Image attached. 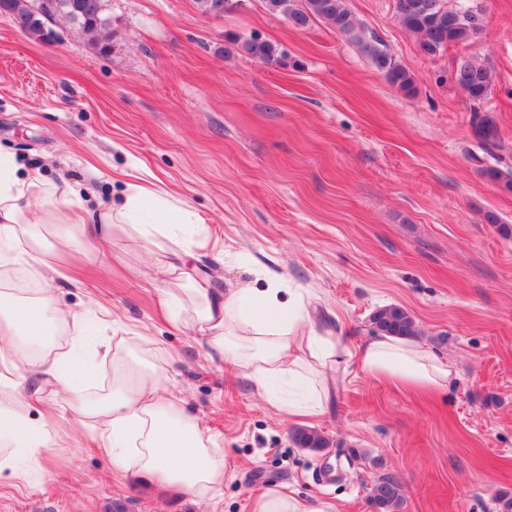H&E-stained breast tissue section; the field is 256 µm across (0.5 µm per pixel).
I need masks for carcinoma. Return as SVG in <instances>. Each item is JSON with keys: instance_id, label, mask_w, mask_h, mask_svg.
<instances>
[{"instance_id": "1", "label": "carcinoma", "mask_w": 512, "mask_h": 512, "mask_svg": "<svg viewBox=\"0 0 512 512\" xmlns=\"http://www.w3.org/2000/svg\"><path fill=\"white\" fill-rule=\"evenodd\" d=\"M63 8L57 14L31 17L28 0H0V14L9 17L22 33L42 39L41 26L64 18L92 37L100 47L112 43V21L101 0H59ZM265 9L288 19L296 29H305L314 21L332 25L337 32L352 40L385 79L406 95L415 93L413 74L380 47L377 39L366 35L345 4V0H262ZM202 14L220 17L233 6V0H195ZM401 26L414 34L426 56H438L451 46L465 45L481 37L485 29L484 10L476 0H397ZM249 57L268 66L285 65V54L273 43L256 36L235 40ZM451 78L466 95L473 112L472 128L475 137L485 146H500L498 123L490 111L481 105L488 99L494 83V71L484 62L462 56L452 68ZM482 174L501 190L512 193V169L504 172L491 166ZM372 330L401 338L418 336L412 314L404 307L390 305L378 309L370 318ZM301 448L321 450L330 446L329 438L314 429L298 428L292 434ZM401 501L400 483L391 476L376 480L369 491V503L375 512H394Z\"/></svg>"}]
</instances>
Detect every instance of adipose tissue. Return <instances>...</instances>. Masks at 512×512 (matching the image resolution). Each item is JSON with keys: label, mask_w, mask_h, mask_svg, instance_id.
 Wrapping results in <instances>:
<instances>
[{"label": "adipose tissue", "mask_w": 512, "mask_h": 512, "mask_svg": "<svg viewBox=\"0 0 512 512\" xmlns=\"http://www.w3.org/2000/svg\"><path fill=\"white\" fill-rule=\"evenodd\" d=\"M192 221L184 203L138 182L126 183L118 206L73 209L65 196L46 187L39 171L22 174L13 161L0 160L1 266L22 261L54 271L47 255L55 246L40 232L43 224L65 223L68 232L95 247L117 229L130 228L146 239L167 237ZM284 291L283 281L274 277L261 289L216 295L198 282L188 293L211 355L264 393L280 378L324 380L337 351L334 340L309 326L301 295L287 299ZM84 321L82 313L58 301L53 289H0V390L24 395L17 407L0 401V474L17 475L21 460L37 464L52 451L50 418L29 415L51 394L66 400L114 472L212 498L224 483V457L183 401L169 394L167 357L141 336L98 337V347L112 355V385L107 394L88 398L94 367L55 342ZM21 343L33 348V356L17 358ZM356 359L366 375L400 388L438 390L452 379L450 363L414 340L379 335L357 348Z\"/></svg>", "instance_id": "1"}]
</instances>
